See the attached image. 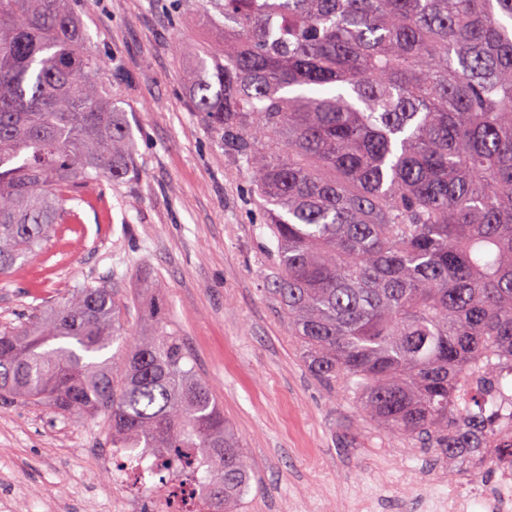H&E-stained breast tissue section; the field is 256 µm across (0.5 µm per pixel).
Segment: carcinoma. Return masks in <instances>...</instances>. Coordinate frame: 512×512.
<instances>
[{
	"label": "carcinoma",
	"instance_id": "cac0c4a2",
	"mask_svg": "<svg viewBox=\"0 0 512 512\" xmlns=\"http://www.w3.org/2000/svg\"><path fill=\"white\" fill-rule=\"evenodd\" d=\"M194 111L246 169L274 245L267 290L309 372L406 444L462 458L512 388V0H223ZM70 0H0V273L70 224L80 187L135 173L132 128ZM72 289L0 331V405L80 419L160 461L142 483L237 512L251 459L182 337ZM112 355L107 351L112 346ZM176 466L182 484L163 470Z\"/></svg>",
	"mask_w": 512,
	"mask_h": 512
}]
</instances>
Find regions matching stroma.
I'll return each instance as SVG.
<instances>
[{"label": "stroma", "mask_w": 512, "mask_h": 512, "mask_svg": "<svg viewBox=\"0 0 512 512\" xmlns=\"http://www.w3.org/2000/svg\"><path fill=\"white\" fill-rule=\"evenodd\" d=\"M133 128L135 177L82 191L73 224L0 275V328L82 285L120 289L125 324L161 302L252 461L241 512H419L420 486L468 482L467 466L360 421L349 396L307 370L264 293L271 242L248 172L190 103L187 73L224 47L212 0H71ZM105 412L76 422L47 408L0 409V478L11 512H79L111 495L99 467Z\"/></svg>", "instance_id": "1"}]
</instances>
